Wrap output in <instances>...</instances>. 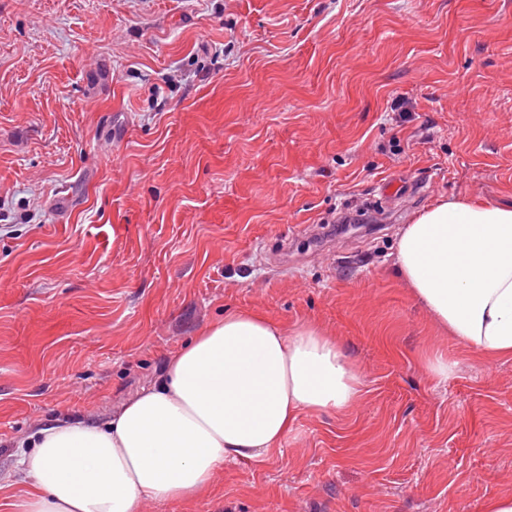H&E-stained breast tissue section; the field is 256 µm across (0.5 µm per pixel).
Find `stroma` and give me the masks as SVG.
<instances>
[{
	"label": "stroma",
	"instance_id": "35a3bbf8",
	"mask_svg": "<svg viewBox=\"0 0 512 512\" xmlns=\"http://www.w3.org/2000/svg\"><path fill=\"white\" fill-rule=\"evenodd\" d=\"M454 195L512 206V0H0V472L252 310L336 337L359 404L144 512L512 493V360L441 334L393 274L400 226ZM355 201L368 226L333 235Z\"/></svg>",
	"mask_w": 512,
	"mask_h": 512
}]
</instances>
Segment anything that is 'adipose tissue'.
<instances>
[{
	"label": "adipose tissue",
	"mask_w": 512,
	"mask_h": 512,
	"mask_svg": "<svg viewBox=\"0 0 512 512\" xmlns=\"http://www.w3.org/2000/svg\"><path fill=\"white\" fill-rule=\"evenodd\" d=\"M396 261L442 333L487 362L512 358V208L438 200L399 229ZM362 393L335 337L230 311L110 419L40 429L0 491L12 512H141L203 491L225 461L270 455L300 413L343 414Z\"/></svg>",
	"instance_id": "adipose-tissue-1"
}]
</instances>
